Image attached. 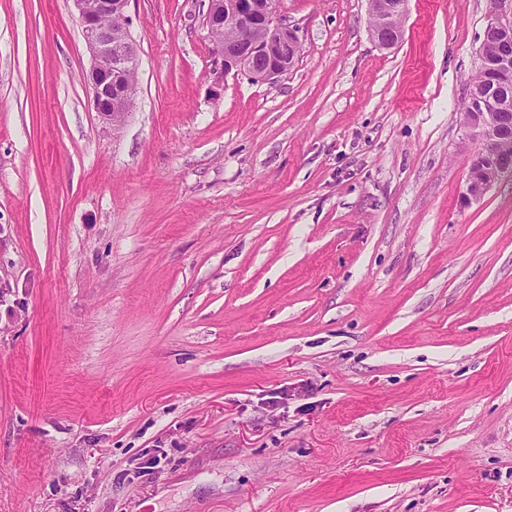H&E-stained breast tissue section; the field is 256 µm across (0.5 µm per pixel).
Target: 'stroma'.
I'll return each instance as SVG.
<instances>
[{
  "label": "stroma",
  "mask_w": 512,
  "mask_h": 512,
  "mask_svg": "<svg viewBox=\"0 0 512 512\" xmlns=\"http://www.w3.org/2000/svg\"><path fill=\"white\" fill-rule=\"evenodd\" d=\"M208 0H131L132 112L73 0H0V512H512V181L465 207L489 14L279 0L278 82ZM203 25L214 37L226 75L233 71L257 82L274 83L288 74L300 51L298 30L280 14L277 0H209ZM224 27L237 34L233 52L224 51L220 43L229 45L235 39L234 33ZM222 29L224 31L218 32ZM257 33L263 37L257 38ZM256 56L265 58L262 68L252 65ZM369 15L371 16V36L379 47L389 49L396 46L401 39V28L399 21L397 25L385 28L379 24V19L386 14L403 16L406 10L407 0H401L399 3L392 4L385 0H368ZM399 19V20H400Z\"/></svg>",
  "instance_id": "1"
}]
</instances>
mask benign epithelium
Instances as JSON below:
<instances>
[{"label":"benign epithelium","instance_id":"obj_1","mask_svg":"<svg viewBox=\"0 0 512 512\" xmlns=\"http://www.w3.org/2000/svg\"><path fill=\"white\" fill-rule=\"evenodd\" d=\"M79 14L82 33L91 55L88 81L94 110L106 123L121 125L131 112L137 95L138 52L130 32L128 7L130 0H73ZM371 36L376 44L389 49L401 39V28H385L379 19L386 15L404 14L407 0L392 4L388 0H368ZM115 16L118 28L104 26L103 19ZM203 25L212 36L224 28L236 34V49L224 50L215 42L224 74L243 73L254 81L273 83L288 74L300 51L301 41L296 27L280 14L278 0H208ZM512 42V23L496 17L488 19L479 48V70L497 78L512 75V57L500 52V46ZM481 110L464 113L465 124L479 141L470 156L465 190L461 203L468 206L481 200L495 184L512 180L511 112H490L485 96L475 93Z\"/></svg>","mask_w":512,"mask_h":512}]
</instances>
